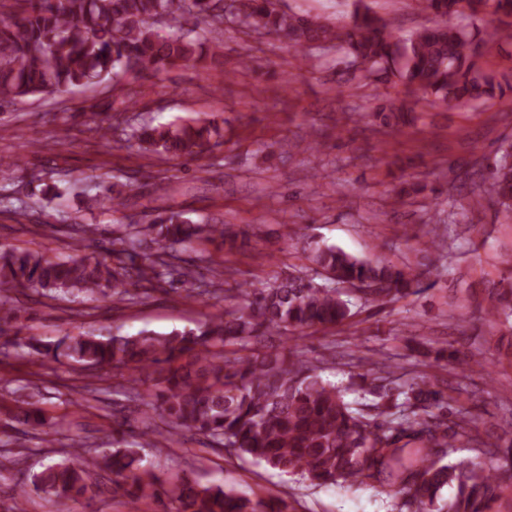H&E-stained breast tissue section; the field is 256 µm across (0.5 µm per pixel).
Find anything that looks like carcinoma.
<instances>
[{"instance_id": "carcinoma-1", "label": "carcinoma", "mask_w": 512, "mask_h": 512, "mask_svg": "<svg viewBox=\"0 0 512 512\" xmlns=\"http://www.w3.org/2000/svg\"><path fill=\"white\" fill-rule=\"evenodd\" d=\"M442 22L408 35L389 29L365 3L353 0L349 23L331 26L318 16L290 14L274 0H236L240 23L253 31L286 37L294 47L330 46L343 53L346 68L364 78L399 84L418 100L481 107L507 101L483 49L512 43V25L481 30L473 24L448 34V0H424ZM512 17V0H468L480 9ZM204 24L224 22V0H0V108L23 98L55 95L102 82L121 84L127 75L155 77L180 64L215 58L216 47L184 26L185 15ZM415 111V101H386L376 109L381 124L397 128ZM144 151L165 158H195L224 144V128L194 118L185 124L140 123L125 131ZM491 192L512 213V163L492 170ZM112 200L119 211L122 191L108 185L93 198ZM66 238L71 254L50 257L37 249L0 247V355L4 347L26 348L48 366L65 359L82 370L129 373L130 400L153 414L122 449L95 457L72 440L68 456L32 474V490L54 497L66 510L91 498L99 484L91 475H112L113 491L130 502L153 500L164 512H282L275 499H251L223 484L185 480L170 487L141 464L134 449L160 446L158 437L198 435L242 458L299 475L316 486L378 482L409 512H489L502 473L482 457L512 453V425L496 443L471 435L467 422L448 421V401L436 381L397 384L391 372L367 369L361 385L338 387L298 357L248 351L252 341L276 334L301 339L308 332L345 323L352 316L343 289H367L363 299L399 300L422 287L419 275L389 262L368 261L325 243L306 242L311 274L276 278L242 302L194 329L134 336L84 332L43 342L22 335L14 293L43 297H119L135 303L151 292L189 286L193 294L215 286L207 258L196 245L217 242L232 251L245 232L232 224L194 221L178 210L154 223L128 225L109 245L98 243L100 225L70 224L63 216L49 225ZM357 398L349 400L348 395ZM14 418L32 433L45 432L38 402L20 400ZM473 445L477 455L447 460L448 440ZM455 498L439 504L441 491Z\"/></svg>"}]
</instances>
